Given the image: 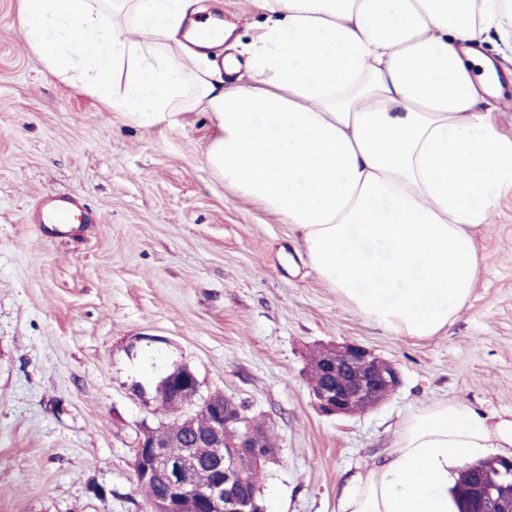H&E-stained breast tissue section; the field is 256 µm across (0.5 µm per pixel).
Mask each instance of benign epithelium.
I'll return each instance as SVG.
<instances>
[{"label":"benign epithelium","mask_w":512,"mask_h":512,"mask_svg":"<svg viewBox=\"0 0 512 512\" xmlns=\"http://www.w3.org/2000/svg\"><path fill=\"white\" fill-rule=\"evenodd\" d=\"M309 371L314 376L312 395L328 415L365 413L384 403L400 385V374L391 363L356 344L317 350ZM187 392L195 396L198 389L179 384L170 391L180 413V436L187 440L138 441L136 480H154L168 489L165 501L148 503L149 512H262L256 493L248 490V471L272 453L265 428L221 391L199 403L186 402ZM203 469L213 477L199 491L194 471ZM507 498L512 500V480L502 489L475 481L467 494L471 512H505Z\"/></svg>","instance_id":"1"}]
</instances>
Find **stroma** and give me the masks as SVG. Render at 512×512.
I'll return each instance as SVG.
<instances>
[{
    "label": "stroma",
    "mask_w": 512,
    "mask_h": 512,
    "mask_svg": "<svg viewBox=\"0 0 512 512\" xmlns=\"http://www.w3.org/2000/svg\"><path fill=\"white\" fill-rule=\"evenodd\" d=\"M220 2L250 41L255 0ZM210 133L199 110L151 127L108 111L48 71L19 0H0V512H146L134 448L165 416L132 387L176 365L273 431L266 512H341L422 407L456 398L512 419V190L456 318L393 336L317 278L289 225L212 176ZM49 196L76 198L72 223L41 222ZM342 343L400 373L353 417L324 414L308 378L311 354Z\"/></svg>",
    "instance_id": "stroma-1"
}]
</instances>
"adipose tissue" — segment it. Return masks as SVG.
<instances>
[{
    "instance_id": "1",
    "label": "adipose tissue",
    "mask_w": 512,
    "mask_h": 512,
    "mask_svg": "<svg viewBox=\"0 0 512 512\" xmlns=\"http://www.w3.org/2000/svg\"><path fill=\"white\" fill-rule=\"evenodd\" d=\"M265 21L223 87L186 23L201 0H21L25 41L128 122L202 109L212 173L299 232L317 277L394 336L467 303L477 235L512 188V139L475 45L512 44V0H256ZM512 453V420L452 399L400 426L343 512H450L452 467Z\"/></svg>"
}]
</instances>
